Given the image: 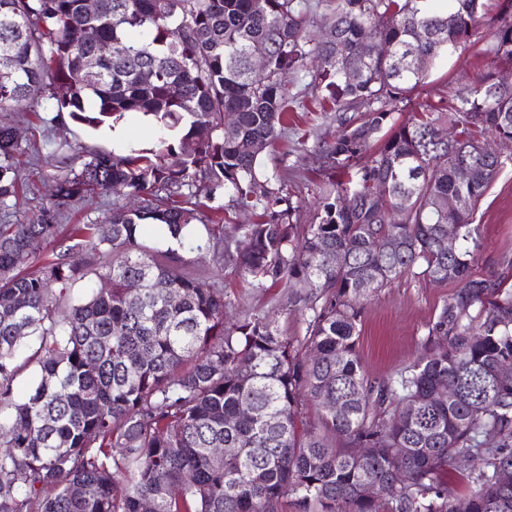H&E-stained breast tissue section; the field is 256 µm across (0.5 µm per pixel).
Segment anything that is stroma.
<instances>
[{
  "mask_svg": "<svg viewBox=\"0 0 512 512\" xmlns=\"http://www.w3.org/2000/svg\"><path fill=\"white\" fill-rule=\"evenodd\" d=\"M489 41V33H481L478 39L438 61L429 73L421 100L435 104L475 86L491 63L485 53ZM10 115L23 149L20 177L27 187L16 198L12 216L16 222L24 221L40 203L49 200L54 180L62 173L58 163L62 151H69L78 165L89 153L115 149L111 129L93 130L73 122L59 123L54 120L47 99L19 104ZM335 131L336 125L328 113L320 111L318 103L310 100L305 110L291 113L287 135L275 140L263 154L266 169L283 168L287 188L301 206V223H310L314 217V192L323 176L298 141L303 138L311 144ZM475 221L480 226L481 242L477 270L486 273L496 269L502 254L512 255V156L506 159L486 191ZM203 263L208 270L217 271L233 313H267L285 296L278 286L263 291L252 289L234 266L216 264L214 257H204ZM454 290V285L448 283L438 284L405 274L367 302L358 352L369 379L390 377L420 353L430 322Z\"/></svg>",
  "mask_w": 512,
  "mask_h": 512,
  "instance_id": "35a3bbf8",
  "label": "stroma"
}]
</instances>
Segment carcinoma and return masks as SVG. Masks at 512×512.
Instances as JSON below:
<instances>
[{
    "mask_svg": "<svg viewBox=\"0 0 512 512\" xmlns=\"http://www.w3.org/2000/svg\"><path fill=\"white\" fill-rule=\"evenodd\" d=\"M0 0V207L18 196L13 105L44 98L97 128L151 117L155 145L95 152L56 180L33 217L0 224V512H512V258L477 275L473 214L512 145V8L501 0ZM329 37L310 33L314 22ZM491 30L495 68L450 105L399 120L435 62ZM111 52L96 75L81 62ZM264 51L257 72L252 53ZM332 103L336 135L311 150L325 180L316 218L262 169L297 101L293 77ZM71 94L60 97L58 87ZM181 94L172 93V87ZM236 114L224 134V114ZM494 147L462 182L464 147ZM187 143L194 152L185 153ZM366 162H361L362 158ZM125 189L107 224L57 223ZM259 209L221 258L255 288L288 290L302 336L275 313L226 324L224 289L186 257L214 245L195 198ZM451 200L439 212L434 202ZM455 250L437 248L448 225ZM144 225L178 247L154 250ZM60 248L38 267L32 240ZM100 255L112 257L97 265ZM454 283L420 355L381 382L358 355L362 309L401 275ZM176 292L173 305L154 283ZM139 287H130L131 283ZM84 296L74 301L71 290ZM39 379L22 399L26 366ZM448 386V397L437 392ZM332 399L333 411L324 406ZM314 408L317 420L307 419ZM217 448L235 452L217 456ZM367 449L359 461L356 449ZM470 457L464 488L448 484ZM376 489V495L366 487ZM179 493L171 494V489Z\"/></svg>",
    "mask_w": 512,
    "mask_h": 512,
    "instance_id": "cac0c4a2",
    "label": "carcinoma"
}]
</instances>
